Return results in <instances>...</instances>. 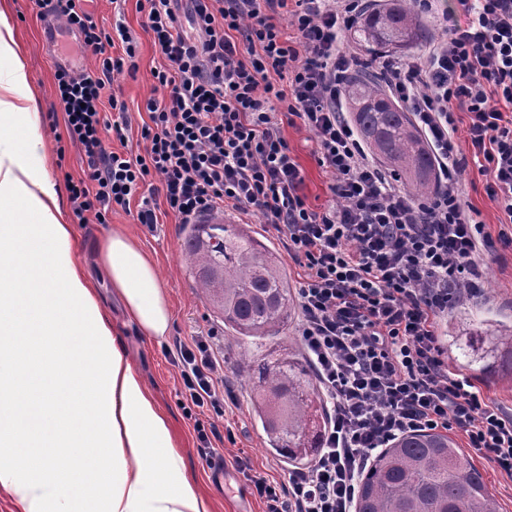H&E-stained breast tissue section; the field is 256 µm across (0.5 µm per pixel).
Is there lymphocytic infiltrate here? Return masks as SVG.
Returning a JSON list of instances; mask_svg holds the SVG:
<instances>
[{
	"instance_id": "f902f5d3",
	"label": "lymphocytic infiltrate",
	"mask_w": 512,
	"mask_h": 512,
	"mask_svg": "<svg viewBox=\"0 0 512 512\" xmlns=\"http://www.w3.org/2000/svg\"><path fill=\"white\" fill-rule=\"evenodd\" d=\"M85 2L37 0L97 60L55 74L66 140L87 165L83 177L65 178L75 222L107 223L156 179L180 223L227 206L258 217L304 272L297 336L328 423L319 455L287 482L271 483L236 458L265 512H354L373 454L415 431L460 433L512 478V410L450 370L440 332L449 308L475 295L484 256L512 245L511 234L491 235L477 221L460 180L476 164L487 196L512 220V0H455L457 20L421 53L370 63L433 153L436 186L420 198L369 157L347 117L363 64L345 33L367 0H137L165 63L152 72L162 94L145 101L146 147L135 156L104 142L125 141L129 130L109 87L113 73L136 69L137 42L123 22L99 28ZM288 115L310 132L329 178L323 210L299 193L301 168L282 132ZM215 339L201 331L168 352L207 459L217 453L216 428L198 412L220 417L226 406Z\"/></svg>"
}]
</instances>
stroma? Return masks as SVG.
I'll return each mask as SVG.
<instances>
[{
    "mask_svg": "<svg viewBox=\"0 0 512 512\" xmlns=\"http://www.w3.org/2000/svg\"><path fill=\"white\" fill-rule=\"evenodd\" d=\"M88 12L99 26L111 28L116 20H123L138 41V68L115 75L112 91L125 101L131 128L126 149L138 154L145 143L141 137L146 114L144 101L155 95L152 71L162 62L153 45V39L143 27V15L136 9V0H126L123 11H116L112 0H88ZM11 21L16 31L17 52L25 65L36 91L38 110L49 116L58 109L55 71L60 60L72 67L93 66L95 58L81 54L78 44L68 29H60L55 44L45 39L47 17L42 16L35 0H12ZM284 135L302 168L303 183L300 193L313 209H321L330 200L328 178L319 166L308 132L300 125L284 124ZM463 192L467 202L480 213L486 229L498 234L501 213L485 193V179L475 165H468L462 175ZM125 228L148 251L158 265L160 280L165 287L173 310V321L168 336L160 342L142 336L135 325L129 324L119 300L113 296L108 279L96 274L104 299V312L120 332V341L132 363L142 372L148 387L167 412L171 429L180 444L179 453L188 471L194 472L201 490L210 500L213 512H262L263 505L247 485L242 474H235L230 483L216 478L212 466L198 452L191 421L187 420L180 404V377L177 368L166 355L176 339H187L195 332L209 328L220 331L219 338L227 359V373L233 381L237 405L227 410L224 417L234 433L233 439H222L218 446L227 467H234L236 457H249L257 471L270 479L283 481L288 473L286 460L273 454L265 443V435L251 416L249 385L239 376L236 364L243 355L255 358L265 356L276 344L295 343V325L278 336L277 340L244 339L225 331L224 322L214 313L210 303L198 288L190 262L182 251L185 227L172 213H160L155 228L136 223L132 215L114 212L106 224H78L74 227V246L86 265H93L96 252L110 228ZM477 297L460 302L449 310V317L463 314L470 318L473 333L482 335L499 323H512V247H501L487 259V267L478 282Z\"/></svg>",
    "mask_w": 512,
    "mask_h": 512,
    "instance_id": "obj_1",
    "label": "stroma"
}]
</instances>
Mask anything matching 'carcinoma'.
<instances>
[{"label": "carcinoma", "mask_w": 512, "mask_h": 512, "mask_svg": "<svg viewBox=\"0 0 512 512\" xmlns=\"http://www.w3.org/2000/svg\"><path fill=\"white\" fill-rule=\"evenodd\" d=\"M366 54L403 51L427 38L425 23L403 0L370 4L353 30ZM366 144L417 197L435 188L434 161L411 113L391 100L370 70L360 71L348 96ZM184 249L194 277L224 326L238 336L271 339L291 321L295 307L280 255L247 224H190ZM466 365L512 380V326L493 332L492 346L453 337ZM252 383L253 418L280 457L308 465L319 453L326 426L321 395L303 356L275 348L260 359L242 358ZM356 512H496L481 471L449 435L419 431L375 455L361 480Z\"/></svg>", "instance_id": "obj_1"}]
</instances>
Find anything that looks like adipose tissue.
I'll list each match as a JSON object with an SVG mask.
<instances>
[{
  "mask_svg": "<svg viewBox=\"0 0 512 512\" xmlns=\"http://www.w3.org/2000/svg\"><path fill=\"white\" fill-rule=\"evenodd\" d=\"M9 8L0 0V490L15 497L19 512H57L62 501L70 512H212L77 257ZM98 261L141 335L165 339L172 313L152 257L115 229ZM44 336L56 337L68 361L34 384L25 372L43 365ZM87 388L93 417L71 398L58 401ZM42 444L56 448L55 461L31 465L27 447ZM77 446L98 449L109 468L102 491L85 488ZM160 481L164 491L154 492Z\"/></svg>",
  "mask_w": 512,
  "mask_h": 512,
  "instance_id": "ef3b65f1",
  "label": "adipose tissue"
}]
</instances>
